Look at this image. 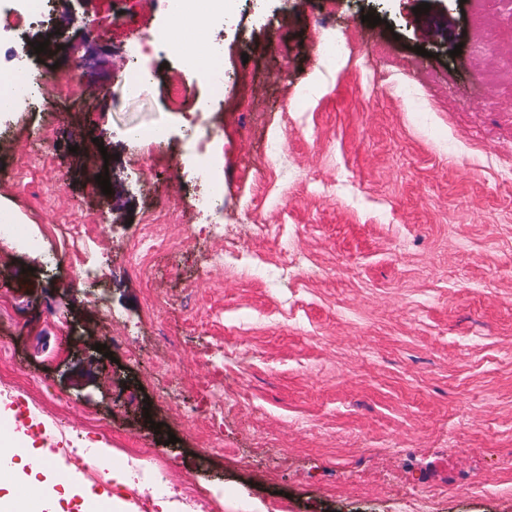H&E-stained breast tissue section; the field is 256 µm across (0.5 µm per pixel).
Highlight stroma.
<instances>
[{
    "label": "stroma",
    "mask_w": 512,
    "mask_h": 512,
    "mask_svg": "<svg viewBox=\"0 0 512 512\" xmlns=\"http://www.w3.org/2000/svg\"><path fill=\"white\" fill-rule=\"evenodd\" d=\"M162 19L159 0H63L41 60L67 80L85 42L107 100L59 108L47 194L27 155L0 162L18 175L0 203L46 234L37 254L0 243V377L31 422L47 406L69 427L59 473L86 485L108 440L182 493L243 491L266 512H512V6L234 0L211 33L214 220L192 206L208 182L181 154L182 113L121 80ZM156 123L159 144L129 135ZM95 138L107 195L86 191ZM175 196L165 249L131 266L147 201ZM63 213L107 228L106 279L46 233ZM196 208L199 210H224V178L219 176H211L209 180V191L205 196L195 198ZM221 202L219 207L218 202ZM219 207V208H218Z\"/></svg>",
    "instance_id": "1"
}]
</instances>
